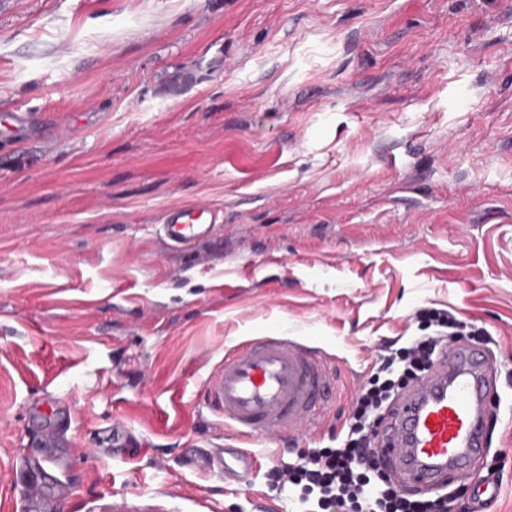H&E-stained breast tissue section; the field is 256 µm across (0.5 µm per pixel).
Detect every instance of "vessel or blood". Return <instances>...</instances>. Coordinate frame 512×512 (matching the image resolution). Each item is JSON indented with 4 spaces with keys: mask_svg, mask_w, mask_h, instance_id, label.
Wrapping results in <instances>:
<instances>
[{
    "mask_svg": "<svg viewBox=\"0 0 512 512\" xmlns=\"http://www.w3.org/2000/svg\"><path fill=\"white\" fill-rule=\"evenodd\" d=\"M211 208H175L162 230L170 245L205 239ZM494 378L486 349L451 347L433 371L400 398L378 434L383 456L405 481L436 487L447 475L471 470L486 452L485 413ZM332 380L324 357L307 343L280 334L245 340L225 352L208 376L203 398L239 432L278 437L314 428L325 412ZM201 467L217 474L249 472L244 449L214 448Z\"/></svg>",
    "mask_w": 512,
    "mask_h": 512,
    "instance_id": "b4317fda",
    "label": "vessel or blood"
}]
</instances>
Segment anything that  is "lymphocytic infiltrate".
<instances>
[{
    "mask_svg": "<svg viewBox=\"0 0 512 512\" xmlns=\"http://www.w3.org/2000/svg\"><path fill=\"white\" fill-rule=\"evenodd\" d=\"M412 318L420 335L385 355L371 380L356 391L344 446L312 448L296 466L272 470V488H297L299 501L314 503L317 512H448L446 498L410 500L389 484L375 448V416L432 367L444 342L480 340L488 345L493 338L485 328L445 309L421 307Z\"/></svg>",
    "mask_w": 512,
    "mask_h": 512,
    "instance_id": "1",
    "label": "lymphocytic infiltrate"
}]
</instances>
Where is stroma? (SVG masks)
Here are the masks:
<instances>
[{"label": "stroma", "mask_w": 512, "mask_h": 512, "mask_svg": "<svg viewBox=\"0 0 512 512\" xmlns=\"http://www.w3.org/2000/svg\"><path fill=\"white\" fill-rule=\"evenodd\" d=\"M188 204L217 222L175 248ZM419 307L494 339L487 451L446 485L512 512V0H0V512H302L269 470L343 445ZM273 330L334 392L243 437L199 394ZM212 222L214 215L211 208L199 204L170 210L161 228L170 245L181 247L205 239L210 233L211 224H214ZM231 452L235 466L230 465L226 460V454H229V448H212L209 452L202 454L198 463L201 467L211 472L219 474L224 478V473H233L240 475L249 472L253 467L252 455L242 448H233ZM241 470L238 472V470Z\"/></svg>", "instance_id": "35a3bbf8"}]
</instances>
